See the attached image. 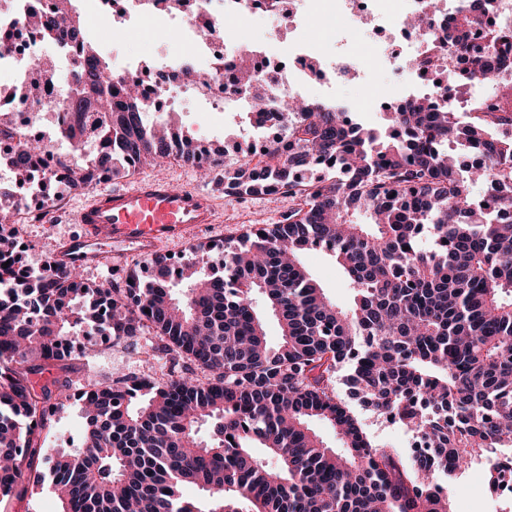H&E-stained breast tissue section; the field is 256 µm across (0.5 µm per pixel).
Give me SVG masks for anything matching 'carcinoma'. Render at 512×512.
Segmentation results:
<instances>
[{
    "label": "carcinoma",
    "mask_w": 512,
    "mask_h": 512,
    "mask_svg": "<svg viewBox=\"0 0 512 512\" xmlns=\"http://www.w3.org/2000/svg\"><path fill=\"white\" fill-rule=\"evenodd\" d=\"M494 2L463 0L448 34L475 85L507 62L465 40ZM36 22L73 51L55 100L68 116L71 188L92 186L98 170L205 154L200 175L224 194L281 190L296 205L278 224L247 228L220 269L201 244L180 270L157 256L153 281L128 271L107 288L76 268L19 273L0 217V274L11 275L0 294V502L24 480H48L62 512H451L433 474L476 459L497 486L496 453L512 449V139L492 127L512 114L462 123L453 97L436 112L414 94L388 115L409 135L385 138L341 106L285 95L288 144L230 171L222 150L147 120L141 93L115 84L111 59L86 42L80 13ZM41 151L28 141L0 154V168L26 171ZM318 157L340 162L336 177L298 178ZM475 182L501 193L480 202ZM426 229L430 250L418 243ZM315 245L345 270L348 308L301 265ZM256 293L279 323L273 347ZM94 331L151 333L187 366L175 379L86 382L83 447L48 453L42 432L74 385L64 345L93 355ZM345 383L369 410L422 433L425 448L409 460L373 447L338 394ZM314 418L335 429L341 451L309 427ZM186 485L203 497H184Z\"/></svg>",
    "instance_id": "1"
}]
</instances>
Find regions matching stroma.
Listing matches in <instances>:
<instances>
[{
    "label": "stroma",
    "instance_id": "stroma-1",
    "mask_svg": "<svg viewBox=\"0 0 512 512\" xmlns=\"http://www.w3.org/2000/svg\"><path fill=\"white\" fill-rule=\"evenodd\" d=\"M244 44L251 48H265L270 39L280 44H288L302 39L323 46L325 52L336 50L332 30L318 27L314 15L298 13L295 20H280L274 17L244 20ZM168 17L152 14L139 26H129L126 19L113 18L107 28L106 52L111 59H133L139 65H155L160 60H173L182 44L168 38ZM369 72L366 81L335 86L332 101L343 102L354 117L372 128L384 126V114L379 106L381 94L399 83L398 75L392 68L365 60ZM173 102L181 109L179 124L192 132L205 145L225 152L227 162H235L240 148L253 145L257 131L244 124L238 110L228 105H214L193 91L173 92ZM143 175L165 176L177 185H203L217 202L221 224L215 225L200 235V242L210 244L212 250L209 261L221 265L224 260V247L236 243L247 227L253 224L279 223L293 207L294 200L285 194L254 195L246 197L229 196L214 190L212 184L202 183L197 169L183 162L164 160L144 167ZM52 198L61 201L62 206L55 212L53 222L24 225L21 235L27 246V261L31 269H39L44 257L52 255L55 243L64 236L78 232V225L69 220L72 203L80 199L79 192L73 191L61 182L52 183L49 188ZM301 261L312 277L324 288L327 296L339 304L348 303L351 290L342 268L330 256L309 251ZM136 344L115 346L100 341L99 353L93 358H80L73 366L79 378L102 380L110 377L115 368H122L130 375L151 374L167 378L172 367V359L165 353H157L154 360L144 364L139 360ZM84 418L79 403L59 406L49 431L45 432L47 449L76 448L80 445ZM436 482L446 488L453 512H512V499L493 503L494 491L490 488L485 474V466L473 462L463 473L450 478L436 474Z\"/></svg>",
    "mask_w": 512,
    "mask_h": 512
}]
</instances>
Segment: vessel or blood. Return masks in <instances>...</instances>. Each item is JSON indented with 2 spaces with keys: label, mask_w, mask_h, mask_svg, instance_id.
Segmentation results:
<instances>
[{
  "label": "vessel or blood",
  "mask_w": 512,
  "mask_h": 512,
  "mask_svg": "<svg viewBox=\"0 0 512 512\" xmlns=\"http://www.w3.org/2000/svg\"><path fill=\"white\" fill-rule=\"evenodd\" d=\"M75 236L54 246L57 267L112 268L192 239L218 221L214 199L164 177L143 178L122 190H91L74 215Z\"/></svg>",
  "instance_id": "b4317fda"
}]
</instances>
